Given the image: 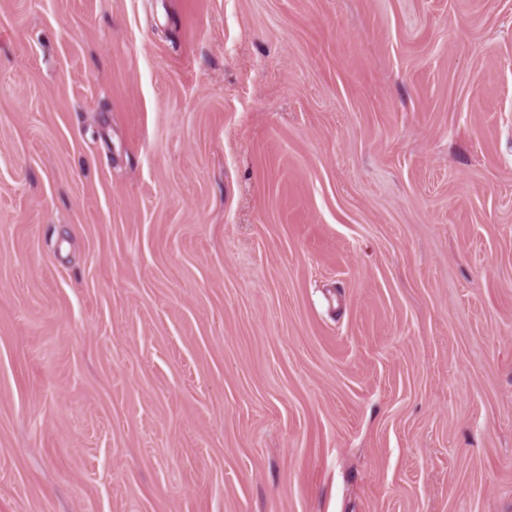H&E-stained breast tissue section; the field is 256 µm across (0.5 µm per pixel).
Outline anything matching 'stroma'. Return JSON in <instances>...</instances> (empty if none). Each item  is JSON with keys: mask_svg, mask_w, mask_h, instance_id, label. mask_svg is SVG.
<instances>
[{"mask_svg": "<svg viewBox=\"0 0 512 512\" xmlns=\"http://www.w3.org/2000/svg\"><path fill=\"white\" fill-rule=\"evenodd\" d=\"M0 512H512V0H0Z\"/></svg>", "mask_w": 512, "mask_h": 512, "instance_id": "1", "label": "stroma"}]
</instances>
